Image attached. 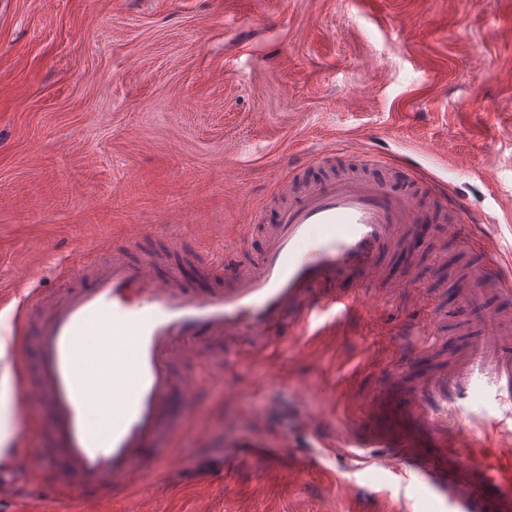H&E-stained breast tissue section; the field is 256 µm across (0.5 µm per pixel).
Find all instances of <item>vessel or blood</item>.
Returning a JSON list of instances; mask_svg holds the SVG:
<instances>
[{"instance_id":"vessel-or-blood-1","label":"vessel or blood","mask_w":512,"mask_h":512,"mask_svg":"<svg viewBox=\"0 0 512 512\" xmlns=\"http://www.w3.org/2000/svg\"><path fill=\"white\" fill-rule=\"evenodd\" d=\"M294 192L290 176L277 182L288 204L253 264L234 251L211 258L217 287L192 288L175 275L160 278L151 263L115 257L78 268L62 291L0 295L24 318L43 308L31 336L47 439L38 467L24 457L0 467V489L34 476L60 494L126 496L175 454L158 442L186 420L194 351H265L282 329L305 337L356 313L372 318L393 297L416 314L389 339L399 375L369 393L344 387L340 396L358 418L341 437L326 435L322 416H298L294 426L311 443L302 451L280 438L290 458L282 481L299 483L329 460L343 473L376 465L444 512H512V320L479 298L483 290L511 298L512 274L502 270L487 215L447 193L453 218L442 231L474 260L461 287L472 305L458 316L480 329L465 350L444 344L448 363L436 367L427 288L412 273L390 293L376 287L395 226L419 221L415 197L377 181L325 182L298 200Z\"/></svg>"}]
</instances>
